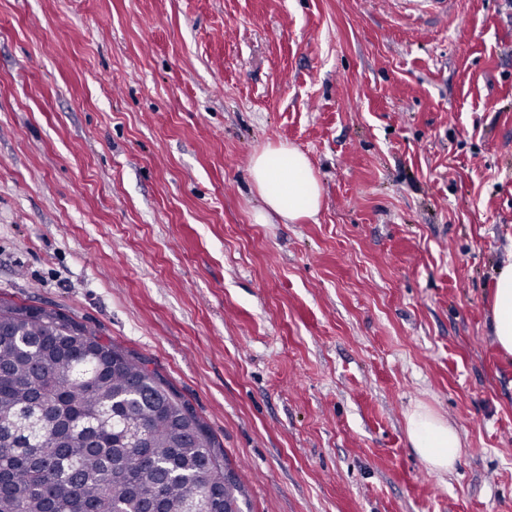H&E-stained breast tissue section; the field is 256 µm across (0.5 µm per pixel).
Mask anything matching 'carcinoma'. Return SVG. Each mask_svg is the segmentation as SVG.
Returning <instances> with one entry per match:
<instances>
[{
  "label": "carcinoma",
  "instance_id": "obj_1",
  "mask_svg": "<svg viewBox=\"0 0 512 512\" xmlns=\"http://www.w3.org/2000/svg\"><path fill=\"white\" fill-rule=\"evenodd\" d=\"M42 395L33 431L0 438V512H161L247 503L206 423L140 359L53 310L0 303V423ZM134 421L132 437L112 405Z\"/></svg>",
  "mask_w": 512,
  "mask_h": 512
}]
</instances>
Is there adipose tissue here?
<instances>
[{"label": "adipose tissue", "mask_w": 512, "mask_h": 512, "mask_svg": "<svg viewBox=\"0 0 512 512\" xmlns=\"http://www.w3.org/2000/svg\"><path fill=\"white\" fill-rule=\"evenodd\" d=\"M260 201L255 219L266 223L276 214L288 221L311 218L321 207L322 188L309 158L295 147L280 144L257 152L250 168ZM494 342L512 356V257L498 271L493 295ZM406 430L418 456L433 470L451 473L462 456L458 431L428 406L419 404L406 417Z\"/></svg>", "instance_id": "1"}]
</instances>
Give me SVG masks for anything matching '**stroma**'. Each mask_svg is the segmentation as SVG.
<instances>
[{
    "label": "stroma",
    "instance_id": "obj_1",
    "mask_svg": "<svg viewBox=\"0 0 512 512\" xmlns=\"http://www.w3.org/2000/svg\"><path fill=\"white\" fill-rule=\"evenodd\" d=\"M0 0V300L140 357L243 512H512V6ZM315 218L259 224L255 152ZM425 404L454 471L412 448ZM250 172L260 201L255 211L259 224H266L270 212L290 222L318 214L322 188L309 158L297 148H263L253 156ZM493 295L494 342L504 356H512V252L496 277ZM406 430L412 448L433 470L451 473L462 456L458 431L428 406L417 404L406 416Z\"/></svg>",
    "mask_w": 512,
    "mask_h": 512
}]
</instances>
